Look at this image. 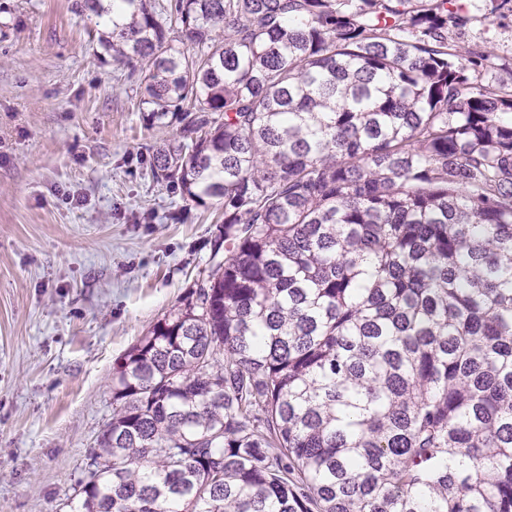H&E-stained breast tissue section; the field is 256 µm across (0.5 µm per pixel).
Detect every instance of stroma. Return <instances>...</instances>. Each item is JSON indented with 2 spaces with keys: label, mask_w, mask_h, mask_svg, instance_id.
I'll return each mask as SVG.
<instances>
[{
  "label": "stroma",
  "mask_w": 512,
  "mask_h": 512,
  "mask_svg": "<svg viewBox=\"0 0 512 512\" xmlns=\"http://www.w3.org/2000/svg\"><path fill=\"white\" fill-rule=\"evenodd\" d=\"M512 63V16L460 0ZM74 0H0V512H66L116 362L210 267L224 205L153 178L140 75Z\"/></svg>",
  "instance_id": "35a3bbf8"
}]
</instances>
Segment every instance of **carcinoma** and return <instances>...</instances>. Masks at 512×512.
Listing matches in <instances>:
<instances>
[{
    "instance_id": "obj_1",
    "label": "carcinoma",
    "mask_w": 512,
    "mask_h": 512,
    "mask_svg": "<svg viewBox=\"0 0 512 512\" xmlns=\"http://www.w3.org/2000/svg\"><path fill=\"white\" fill-rule=\"evenodd\" d=\"M224 202L70 512H512V81L456 0H78Z\"/></svg>"
}]
</instances>
